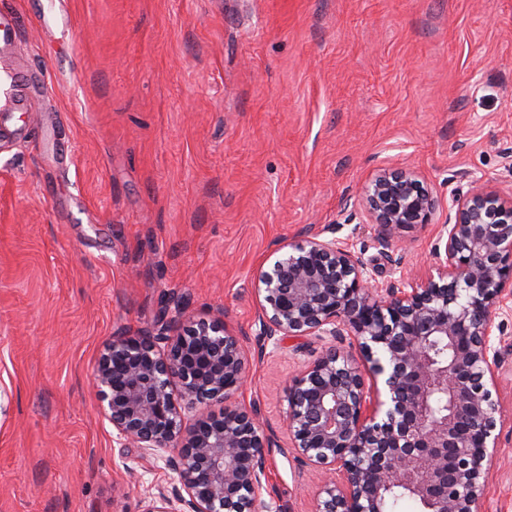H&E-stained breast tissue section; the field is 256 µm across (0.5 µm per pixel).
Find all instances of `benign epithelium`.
<instances>
[{
	"label": "benign epithelium",
	"instance_id": "7a95c632",
	"mask_svg": "<svg viewBox=\"0 0 512 512\" xmlns=\"http://www.w3.org/2000/svg\"><path fill=\"white\" fill-rule=\"evenodd\" d=\"M377 226L376 255L314 226L253 272L257 347L285 336L356 338L334 346L288 386L289 449L320 483L315 512H386L394 492L422 512H479L500 445V351L495 324L512 301V183H480L448 199L407 167L378 169L358 195ZM448 211L423 277L378 279L400 266V234ZM248 357L223 314L177 315L143 336H114L94 375L99 413L119 447L165 461L181 489H158L145 512H260L272 494ZM212 403L224 413L208 414Z\"/></svg>",
	"mask_w": 512,
	"mask_h": 512
}]
</instances>
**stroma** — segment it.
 Segmentation results:
<instances>
[{"label":"stroma","instance_id":"stroma-1","mask_svg":"<svg viewBox=\"0 0 512 512\" xmlns=\"http://www.w3.org/2000/svg\"><path fill=\"white\" fill-rule=\"evenodd\" d=\"M52 41L34 0H0V49L40 84L0 139V512H144L177 486L162 459L115 442L96 411L103 345L175 305L223 310L254 346L252 272L312 224L374 256L346 203L378 168L438 196L512 178V0H62ZM431 224L404 233L403 270L433 262ZM501 446L481 512H512V305L500 311ZM304 336L253 358L244 398L277 447L274 500L314 512V472L288 443L287 386L328 346Z\"/></svg>","mask_w":512,"mask_h":512}]
</instances>
